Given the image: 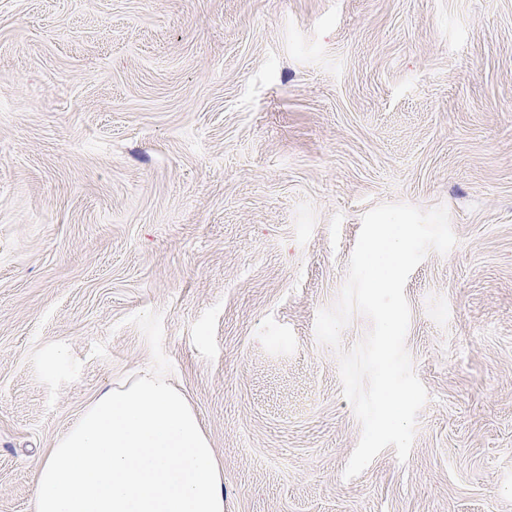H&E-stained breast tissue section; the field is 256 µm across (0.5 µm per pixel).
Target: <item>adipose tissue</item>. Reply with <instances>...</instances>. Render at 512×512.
Wrapping results in <instances>:
<instances>
[{"instance_id":"ef3b65f1","label":"adipose tissue","mask_w":512,"mask_h":512,"mask_svg":"<svg viewBox=\"0 0 512 512\" xmlns=\"http://www.w3.org/2000/svg\"><path fill=\"white\" fill-rule=\"evenodd\" d=\"M33 512H224V473L185 393L144 371L103 389L56 440Z\"/></svg>"}]
</instances>
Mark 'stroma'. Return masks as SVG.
<instances>
[{
    "label": "stroma",
    "instance_id": "stroma-1",
    "mask_svg": "<svg viewBox=\"0 0 512 512\" xmlns=\"http://www.w3.org/2000/svg\"><path fill=\"white\" fill-rule=\"evenodd\" d=\"M385 203L457 243L405 286L410 455L347 479L315 318ZM143 367L224 512H512V0H0V512Z\"/></svg>",
    "mask_w": 512,
    "mask_h": 512
}]
</instances>
